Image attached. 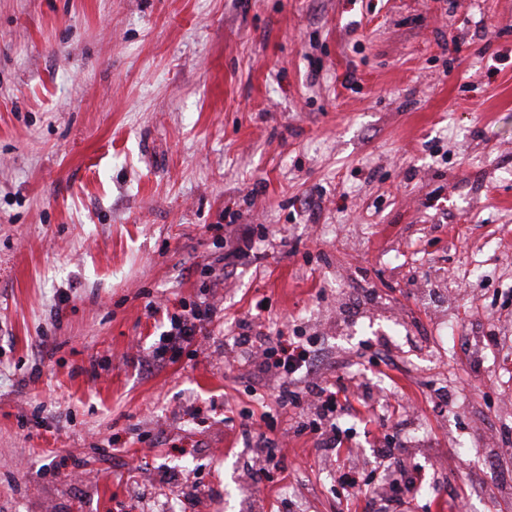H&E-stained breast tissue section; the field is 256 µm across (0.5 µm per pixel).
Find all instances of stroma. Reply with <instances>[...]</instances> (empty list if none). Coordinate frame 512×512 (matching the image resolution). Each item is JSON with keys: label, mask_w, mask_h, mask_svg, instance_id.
<instances>
[{"label": "stroma", "mask_w": 512, "mask_h": 512, "mask_svg": "<svg viewBox=\"0 0 512 512\" xmlns=\"http://www.w3.org/2000/svg\"><path fill=\"white\" fill-rule=\"evenodd\" d=\"M238 224L255 246L221 265ZM204 297L207 334L153 360L147 302ZM242 320L349 379L347 447L226 355ZM392 437L423 483L400 504L372 462ZM270 448L285 475L250 486ZM200 497L512 512V0H0V512Z\"/></svg>", "instance_id": "1"}]
</instances>
